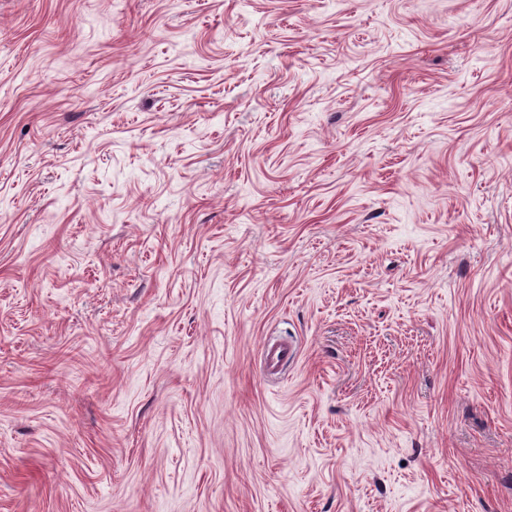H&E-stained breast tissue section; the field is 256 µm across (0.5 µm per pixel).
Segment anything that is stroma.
I'll list each match as a JSON object with an SVG mask.
<instances>
[{"label":"stroma","mask_w":512,"mask_h":512,"mask_svg":"<svg viewBox=\"0 0 512 512\" xmlns=\"http://www.w3.org/2000/svg\"><path fill=\"white\" fill-rule=\"evenodd\" d=\"M0 512H512V0H0Z\"/></svg>","instance_id":"stroma-1"}]
</instances>
